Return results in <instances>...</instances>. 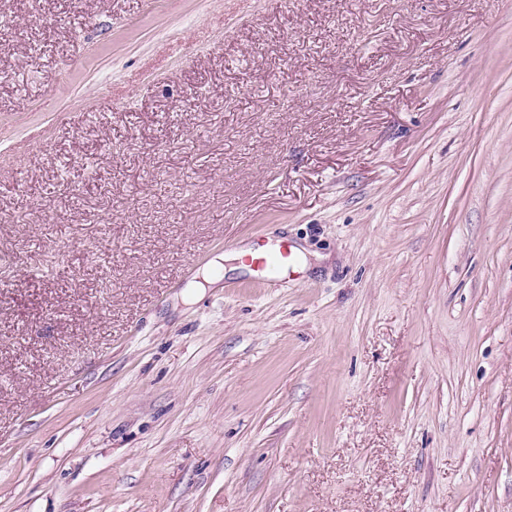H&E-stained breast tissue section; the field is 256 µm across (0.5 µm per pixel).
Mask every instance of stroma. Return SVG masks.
Listing matches in <instances>:
<instances>
[{"instance_id":"35a3bbf8","label":"stroma","mask_w":512,"mask_h":512,"mask_svg":"<svg viewBox=\"0 0 512 512\" xmlns=\"http://www.w3.org/2000/svg\"><path fill=\"white\" fill-rule=\"evenodd\" d=\"M0 512H512V0H0ZM289 257L288 246L281 245L277 250L260 253L256 259L259 264L257 268L265 270L272 279H278L288 267Z\"/></svg>"}]
</instances>
